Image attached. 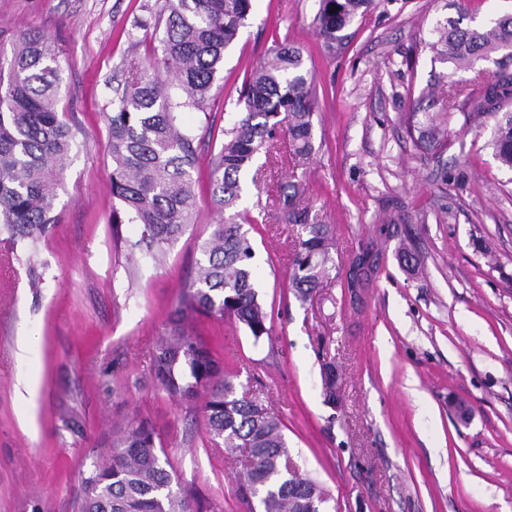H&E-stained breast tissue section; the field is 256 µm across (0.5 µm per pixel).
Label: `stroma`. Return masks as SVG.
Returning a JSON list of instances; mask_svg holds the SVG:
<instances>
[{"instance_id":"stroma-1","label":"stroma","mask_w":512,"mask_h":512,"mask_svg":"<svg viewBox=\"0 0 512 512\" xmlns=\"http://www.w3.org/2000/svg\"><path fill=\"white\" fill-rule=\"evenodd\" d=\"M161 3L0 0V56L29 30L61 46L59 110L79 144L59 222L40 244V287L0 241V512H74L83 463L138 415L199 500L245 512L232 484L243 456L210 447L203 398H168L146 365L217 219L210 158L227 114L284 40L302 49L316 87L315 151L297 163L280 138L275 163L244 178L238 203L255 218L244 230L271 336L257 343L205 317L196 331L282 417L288 457L329 512H512V171L489 146L494 117L468 112L482 95L473 70L439 63L427 46L458 0H374L332 50L316 34L314 0H252L212 104L181 115L199 144L197 207L156 263L112 240L105 114L125 63L153 54L131 48L128 31ZM429 114L444 117L446 148L420 141ZM296 178L298 206L336 244L334 278L304 301L288 286L301 228L283 196ZM368 243L377 272L354 299L344 275Z\"/></svg>"}]
</instances>
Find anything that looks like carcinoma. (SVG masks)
<instances>
[{
	"label": "carcinoma",
	"instance_id": "obj_1",
	"mask_svg": "<svg viewBox=\"0 0 512 512\" xmlns=\"http://www.w3.org/2000/svg\"><path fill=\"white\" fill-rule=\"evenodd\" d=\"M373 0H316L314 24L326 46ZM251 0H164L151 20H138L136 42L158 41L153 64L165 78L146 76L139 61L125 64L124 82L115 89L107 131L112 152V195L122 209L112 211V238L122 225L138 235L129 247L155 260L186 231L195 211L192 171L197 145L181 127L179 114L200 110L209 101L224 54L244 27ZM430 43L442 63L472 67L493 61L475 79L484 88L472 108L496 117L490 142L495 159L512 170V11L493 13L483 23L462 25L447 18ZM498 54L500 58L492 59ZM0 233L28 253L35 265L40 241L55 214L62 175L77 148L72 128L58 112L63 70L54 43L38 32H22L7 59L0 58ZM316 93L302 52L274 42L267 58L251 72L239 92L238 112L211 159L212 205L223 214L202 245L203 260L193 282L172 312L151 350L148 379L173 400L205 395V434L212 448L247 452L245 471L234 478V495L247 512H323L327 497L313 480L288 464L281 417L260 394L237 390L210 344L189 329L192 320L226 317L241 324L259 343L272 326L255 278V250L237 210L242 177L260 150L270 153L288 135L298 159L314 151ZM303 236L292 261L289 287L304 301L336 268L328 225L291 212ZM78 512H203L176 479L159 433L135 418L112 439L108 456L92 461L82 474Z\"/></svg>",
	"mask_w": 512,
	"mask_h": 512
}]
</instances>
